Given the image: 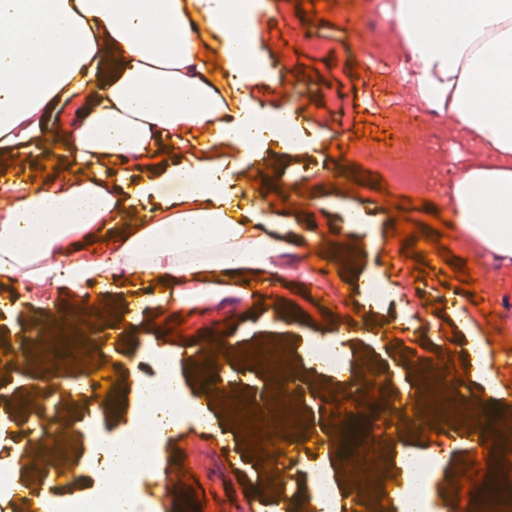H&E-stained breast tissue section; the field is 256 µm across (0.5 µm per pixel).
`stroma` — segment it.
Returning a JSON list of instances; mask_svg holds the SVG:
<instances>
[{
  "mask_svg": "<svg viewBox=\"0 0 512 512\" xmlns=\"http://www.w3.org/2000/svg\"><path fill=\"white\" fill-rule=\"evenodd\" d=\"M330 16L318 21H307L299 0H259L254 13L253 47L256 52L271 58L273 64L254 74L249 89L259 105L268 111L279 112L291 107L308 106L322 139L310 153L287 154L280 146L269 153L275 181L286 183L290 193L299 194L302 186H309L316 205L311 214L300 210H274L277 224L299 225L306 237L289 244L287 256L281 262V271L274 287L268 288L263 302L240 305L237 285L244 280L243 272L213 274L214 288L210 295L193 304H181L170 299L165 303L170 320H187V336L182 341H171L169 350L173 359H180L183 344L217 345L224 362L216 358L206 361L212 383L222 384L231 392L242 394L254 407L268 411L273 420L295 418L298 428L292 440L294 445L284 460L274 461L278 470H287L291 489L308 493L312 487L303 467L304 450L301 439L316 433L322 440L321 453L327 454L326 474L337 484L336 499L340 512H347L356 489L347 478L344 459L331 455L328 446L337 429L335 423L325 420L327 406L345 393L344 384L337 378L313 372L307 366L294 329L308 331L315 336L333 335L338 326L358 322L368 325L366 336H352L347 342L351 353L349 367L358 378L372 374L379 378L380 399L387 406L399 403V389L394 381L395 370H402L412 382L421 375L437 372L432 357L442 354L443 345L434 337V324H451V302L461 294L460 287L443 289L441 275L450 268L472 264L477 291L484 305H496L499 316L487 321L480 309H473L470 330L453 327L452 346L460 362L468 360L469 334L493 333L498 344H512V303L502 304L500 269L495 260L461 239H450L446 251H432L435 267L430 280L415 281L404 254L415 244L414 238L390 241L389 231L396 225L395 217L381 200L380 183L388 179L381 167L365 165V154L382 151L402 152L426 187L421 192V205L405 203L402 206L408 221L418 225L422 234L432 236L434 228L427 224L430 216H439L448 198L443 189L459 169L487 163L486 152L476 143H464L462 134L453 132L447 118L422 103L404 75L411 63L397 50L391 20L382 11L384 0H332ZM319 40L330 47L321 56L313 75H299L298 54L279 49L280 41L305 46L308 40ZM361 74H354V67ZM366 114L374 128H385L393 134L392 143L353 142L357 114ZM350 146L349 155H340L343 146ZM337 155H330V148ZM346 166L351 177L361 180L358 193L351 194L330 181L329 171ZM323 169L320 178L308 179L306 172ZM174 196L139 200L129 206L126 223L104 226L103 236L119 239L136 233L140 220L160 204H174ZM353 205L366 210L376 220L375 237L347 227L343 210ZM100 236V237H103ZM98 236L79 237L73 241L76 253H85L87 246L97 245L98 257L109 254L99 247ZM331 263L336 269L333 279L320 276L319 266ZM375 270L401 286L399 298L377 307H364L355 288L356 279ZM155 292V285L142 281L131 284L115 280L111 289L103 290L88 285L76 291L67 285L50 286L32 293L10 288L13 310H0V352L14 356L22 347V337L29 327H37L41 335L52 332L60 314L71 309L72 299L97 297L100 305L109 307L108 320L91 322L81 337L88 352L101 354L103 362L111 364L117 379L108 394L98 396L87 390L75 397L68 415L74 436L70 443L71 475L59 479L54 472L44 470L20 475L32 494H77L93 496L99 479L85 469L89 456L86 441L81 436L83 427L94 425L109 431L114 425L128 424L134 416L131 387L126 378L124 362L130 345L120 343V336H145L159 332L153 311H146L138 322L126 323V300L133 291ZM396 332V340H389V332ZM273 346L288 356L287 365L291 387L289 402L275 401L266 387L264 373L255 366L239 365L236 353L245 345ZM121 398L123 409L114 412V398ZM213 428L201 431L191 421H184L179 435L167 436L154 445L156 459L178 453L187 459L190 469L197 474L195 486H187L185 472L176 471L171 477L162 472L142 474L140 483L151 500V512H201L207 503L218 504L220 512H269L278 500L277 489L262 479L259 464L253 456L241 449L242 435L229 409L213 411ZM27 416L10 404L0 403V421L5 422L4 436L7 449L0 451V461L13 463L20 449L34 447L37 436L29 432ZM427 429L438 432L440 441L422 437V431L404 424L396 434L372 432V442L379 446L376 479L371 480L368 500L373 512H392L382 504L387 491L385 483L400 472L392 465L398 451L405 450L420 456H436L446 462L434 479L436 502L459 498L457 476L468 457L470 439L462 434L460 424L444 406H437L427 422ZM207 492L209 501L199 500L198 492Z\"/></svg>",
  "mask_w": 512,
  "mask_h": 512,
  "instance_id": "35a3bbf8",
  "label": "stroma"
}]
</instances>
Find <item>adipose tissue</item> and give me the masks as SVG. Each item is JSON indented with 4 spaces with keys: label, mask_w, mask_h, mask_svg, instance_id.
Returning a JSON list of instances; mask_svg holds the SVG:
<instances>
[{
    "label": "adipose tissue",
    "mask_w": 512,
    "mask_h": 512,
    "mask_svg": "<svg viewBox=\"0 0 512 512\" xmlns=\"http://www.w3.org/2000/svg\"><path fill=\"white\" fill-rule=\"evenodd\" d=\"M39 0H0V146L44 139L50 103L70 105L61 175L34 182L0 180V281L19 287L106 283L135 277L167 289L166 296L200 299L206 273L248 269L275 277L288 250V227L268 223L265 189L241 184L246 208L224 194V166L200 161L197 148L231 145L261 156L268 141L287 134L288 151L317 147L310 116L263 113L242 93L233 121L224 119V89L200 57L202 40L247 76L256 54L238 29L251 14L238 0H50L49 27L21 29ZM400 47L412 63L411 81L427 106L447 113L455 128L480 144L492 165L465 169L448 185V213L459 236L512 266V0H387ZM183 149L185 160L152 179L161 143ZM144 171L130 182L129 166ZM122 186L117 197L112 185ZM177 190L174 208L147 213L135 234L109 257L78 255L73 239L126 216L127 198ZM247 211L249 222L238 215ZM349 328L335 336L301 333L309 366L336 373L347 358ZM139 360L153 377L134 378L136 421L97 439L105 451L100 472L112 490V512H132L127 483L153 469L138 454L143 436L176 433L183 420L211 430L210 410L184 396L168 348L145 338Z\"/></svg>",
    "instance_id": "adipose-tissue-1"
}]
</instances>
